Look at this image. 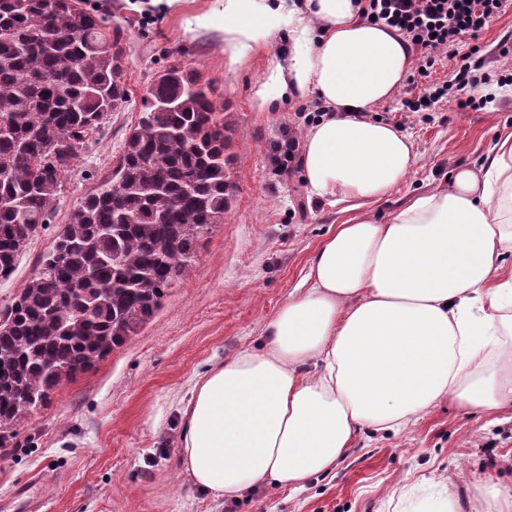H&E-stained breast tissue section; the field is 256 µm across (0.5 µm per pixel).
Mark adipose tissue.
Returning a JSON list of instances; mask_svg holds the SVG:
<instances>
[{"label":"adipose tissue","mask_w":512,"mask_h":512,"mask_svg":"<svg viewBox=\"0 0 512 512\" xmlns=\"http://www.w3.org/2000/svg\"><path fill=\"white\" fill-rule=\"evenodd\" d=\"M296 21L261 106L312 92L325 113L303 135L310 197L377 201L409 175V137L370 113L412 66L396 31L355 0H210L195 28L224 36L229 63ZM512 134L485 167L449 173L386 223L345 220L317 246L266 343L212 366L182 409L181 463L217 498L260 486L303 490L357 431H400L440 400L512 409Z\"/></svg>","instance_id":"ef3b65f1"}]
</instances>
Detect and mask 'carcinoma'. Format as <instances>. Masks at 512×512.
I'll return each mask as SVG.
<instances>
[{
	"label": "carcinoma",
	"mask_w": 512,
	"mask_h": 512,
	"mask_svg": "<svg viewBox=\"0 0 512 512\" xmlns=\"http://www.w3.org/2000/svg\"><path fill=\"white\" fill-rule=\"evenodd\" d=\"M79 4L0 0V280L46 224L79 151L129 103L121 31ZM229 146L211 86L177 65L155 78L112 175L0 308V448L56 387L161 309L224 223Z\"/></svg>",
	"instance_id": "carcinoma-1"
}]
</instances>
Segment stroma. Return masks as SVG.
Masks as SVG:
<instances>
[{
  "label": "stroma",
  "mask_w": 512,
  "mask_h": 512,
  "mask_svg": "<svg viewBox=\"0 0 512 512\" xmlns=\"http://www.w3.org/2000/svg\"><path fill=\"white\" fill-rule=\"evenodd\" d=\"M209 3L181 0L177 11L146 14L127 10L124 0L103 6L82 0L83 9L123 32L130 103L109 113L100 138L66 173L50 221L29 241L12 276L0 280V306L37 274L71 210L111 174L143 94L171 65L194 71L224 104L232 195L223 224L143 331L57 387L15 425L10 447L0 449V512H409L414 505L435 512L442 495L430 487L433 479L451 481L465 503L487 482L512 490V420L493 422L447 399L400 432L360 429L346 457L293 496L266 485L220 502L184 473L180 409L194 381L209 366L257 346L302 283L315 248L344 217L343 204L310 201L301 172L279 176L271 164L274 144L287 133L303 136L317 105L311 93L276 101L267 111L256 105L270 67L291 47L290 24L232 67L218 31L187 28ZM507 38L512 9L464 49L493 74ZM458 68V57L445 55L429 75L410 70L374 111L375 119L399 125L416 153L404 182L362 206L377 222L412 196L445 185L453 168L483 167L497 137L512 131V86L493 81L470 88L487 102L476 112L452 97L426 118L404 109L405 99L453 81ZM411 484L417 493L399 502L400 490Z\"/></svg>",
  "instance_id": "35a3bbf8"
}]
</instances>
